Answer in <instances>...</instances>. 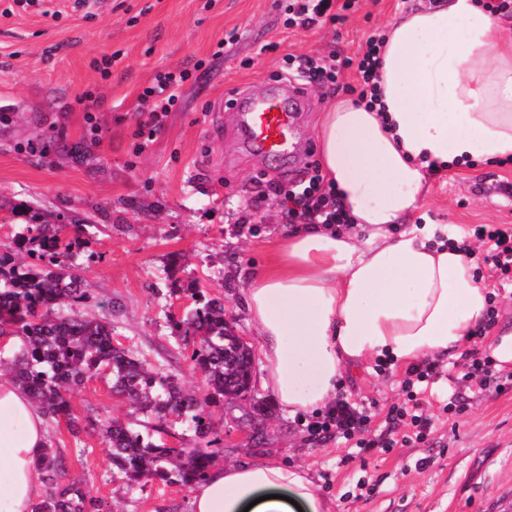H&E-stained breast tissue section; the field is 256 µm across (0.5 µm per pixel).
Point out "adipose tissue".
Wrapping results in <instances>:
<instances>
[{"label":"adipose tissue","mask_w":512,"mask_h":512,"mask_svg":"<svg viewBox=\"0 0 512 512\" xmlns=\"http://www.w3.org/2000/svg\"><path fill=\"white\" fill-rule=\"evenodd\" d=\"M379 57L377 104L338 98L315 134L351 229L295 230L244 290L263 384L291 416L326 409L372 360L455 356L488 307L476 247L444 227L391 230L423 207L430 164L512 159V25L477 0H433L389 21ZM50 446L27 393L0 380V512H32ZM191 512L330 507L303 468L246 458L212 467Z\"/></svg>","instance_id":"obj_1"}]
</instances>
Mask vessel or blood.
Masks as SVG:
<instances>
[{"label":"vessel or blood","mask_w":512,"mask_h":512,"mask_svg":"<svg viewBox=\"0 0 512 512\" xmlns=\"http://www.w3.org/2000/svg\"><path fill=\"white\" fill-rule=\"evenodd\" d=\"M306 101L297 85L273 80L264 94H237L231 109L239 115L244 139L251 150L291 162L296 158L294 122Z\"/></svg>","instance_id":"vessel-or-blood-1"}]
</instances>
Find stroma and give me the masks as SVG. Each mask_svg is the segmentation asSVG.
<instances>
[{"instance_id":"35a3bbf8","label":"stroma","mask_w":512,"mask_h":512,"mask_svg":"<svg viewBox=\"0 0 512 512\" xmlns=\"http://www.w3.org/2000/svg\"><path fill=\"white\" fill-rule=\"evenodd\" d=\"M282 2L0 0V249L27 223L24 206L62 219L65 237L81 244L77 272L92 291L89 313L111 317L119 343L201 395L207 387L190 360L193 346L172 328L190 302L187 291L223 300L236 333L256 345L242 290L291 224L273 200L250 223H241L242 212L267 181L288 185L319 167L318 115L356 75L346 69L339 86H304L309 104L295 127L301 166L247 151L236 113L218 111V103L243 88L262 91L287 53L359 58L369 36L417 4L358 0L344 23L306 30L285 27ZM231 30L237 39L228 44ZM271 42L278 51L268 50ZM193 67L196 81L182 88L154 136L139 142L141 88L157 72ZM492 176L512 183V162L474 161L432 177L415 224L462 234L478 224L512 226L511 208L489 205L476 191ZM475 273L495 292V322L474 345L489 353L512 331V291L498 288L485 261ZM439 364L444 375L432 386L423 441L359 456L345 439L309 436L308 414L291 417L272 405L258 415L255 400L273 398L259 387L253 398L212 408L215 461L303 467L330 512H512V385L500 393L469 389L459 382L462 360ZM405 379V367L382 371L372 362L339 391L375 410L368 432L377 435L389 405L405 399ZM453 398L455 411L447 407ZM70 401L76 423H50L53 445L69 476L83 479L108 512H191L189 488L155 482L133 490L113 476L92 423L141 416L112 393L109 378L85 382Z\"/></svg>"}]
</instances>
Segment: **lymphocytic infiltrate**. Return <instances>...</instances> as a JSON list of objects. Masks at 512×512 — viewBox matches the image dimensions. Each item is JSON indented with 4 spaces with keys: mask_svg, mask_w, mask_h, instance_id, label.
I'll use <instances>...</instances> for the list:
<instances>
[{
    "mask_svg": "<svg viewBox=\"0 0 512 512\" xmlns=\"http://www.w3.org/2000/svg\"><path fill=\"white\" fill-rule=\"evenodd\" d=\"M356 0H290L286 7V26H298L309 29L317 25L336 24L350 11ZM382 45L381 40L369 38L362 57L356 60L338 59L336 54L324 58L306 55L285 54L288 75L304 83L319 85L337 83L345 68H354L360 81L358 100L371 106L376 102L375 79L377 77L376 56ZM189 70L174 72L171 70L157 72L148 86L137 97L138 103L148 104L149 110L144 120L139 121L137 136L155 132L161 124L163 113L171 111L179 99L181 87L190 79ZM278 199L286 207L287 219L303 218L308 224H344L348 218L342 211L336 198V188L324 181L321 175L312 176L303 187L284 188L282 184L269 183L266 190L249 199V210H259L268 200ZM475 239L485 245L487 258L493 265L500 288H512V228L500 224H480L474 227ZM409 378L405 382L409 390L407 405H391L385 416L388 431L397 430L403 423L415 427L416 439H424L431 426V418L424 408V401L413 394L415 383L437 378V367L426 362L412 366ZM370 419L369 410L357 406L344 397H337L319 420L310 422L309 433L328 435L339 433L344 437H356V446L361 453L368 454L376 449H385L389 440H367L360 433L365 430Z\"/></svg>",
    "mask_w": 512,
    "mask_h": 512,
    "instance_id": "lymphocytic-infiltrate-1",
    "label": "lymphocytic infiltrate"
}]
</instances>
